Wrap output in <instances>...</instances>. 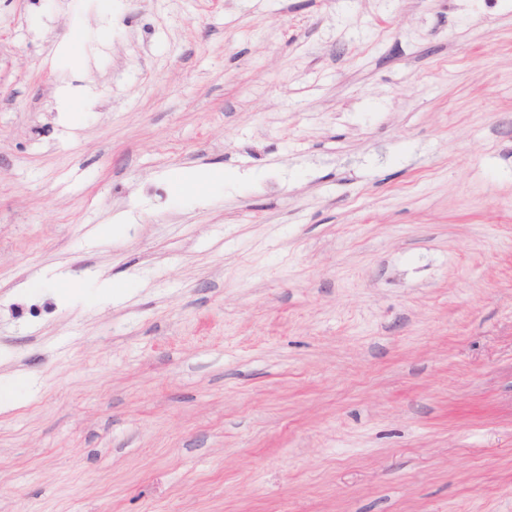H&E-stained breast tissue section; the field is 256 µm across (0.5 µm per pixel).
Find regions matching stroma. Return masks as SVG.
<instances>
[{"label":"stroma","mask_w":512,"mask_h":512,"mask_svg":"<svg viewBox=\"0 0 512 512\" xmlns=\"http://www.w3.org/2000/svg\"><path fill=\"white\" fill-rule=\"evenodd\" d=\"M1 391L0 512H512V0H0Z\"/></svg>","instance_id":"stroma-1"}]
</instances>
